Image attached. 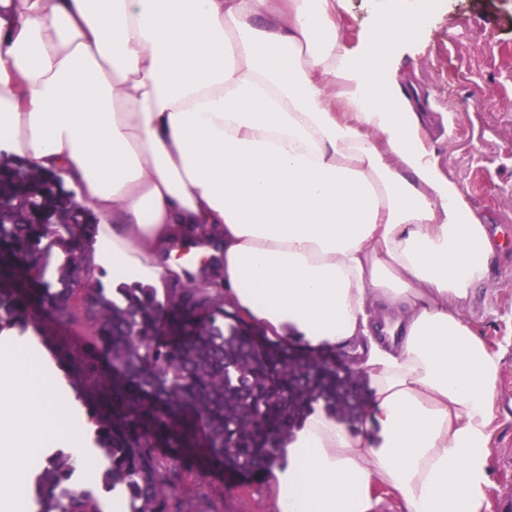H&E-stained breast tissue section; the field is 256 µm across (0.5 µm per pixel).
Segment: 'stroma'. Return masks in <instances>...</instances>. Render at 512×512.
<instances>
[{
    "label": "stroma",
    "mask_w": 512,
    "mask_h": 512,
    "mask_svg": "<svg viewBox=\"0 0 512 512\" xmlns=\"http://www.w3.org/2000/svg\"><path fill=\"white\" fill-rule=\"evenodd\" d=\"M383 0H347L343 37L356 45L376 21ZM421 18L415 39L396 53L427 115L424 133L449 178L495 237L512 225V0H394ZM504 352L487 457L483 512L512 504V270L494 264L466 311ZM336 419L350 432L365 425L367 381L341 385ZM184 504L206 500L211 512H277L273 474L236 476L221 469L189 470L177 488Z\"/></svg>",
    "instance_id": "obj_1"
}]
</instances>
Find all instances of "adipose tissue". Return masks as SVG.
I'll return each mask as SVG.
<instances>
[{
  "mask_svg": "<svg viewBox=\"0 0 512 512\" xmlns=\"http://www.w3.org/2000/svg\"><path fill=\"white\" fill-rule=\"evenodd\" d=\"M344 2L0 0V161L78 188L113 280L182 275L162 260L195 243L228 309L368 380L377 439L309 415L272 469L278 512H482L503 352L463 310L494 241L394 65L415 14L353 47ZM39 367L0 340V512H31L34 449L91 457Z\"/></svg>",
  "mask_w": 512,
  "mask_h": 512,
  "instance_id": "obj_1",
  "label": "adipose tissue"
}]
</instances>
